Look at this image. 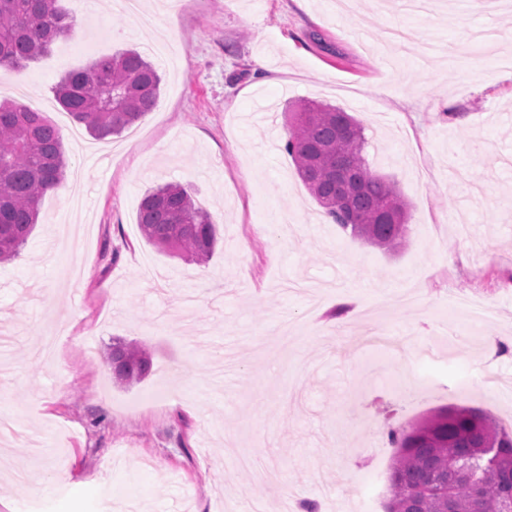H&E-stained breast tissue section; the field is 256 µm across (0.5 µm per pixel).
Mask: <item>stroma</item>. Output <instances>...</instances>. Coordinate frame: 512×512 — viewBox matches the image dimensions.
I'll use <instances>...</instances> for the list:
<instances>
[{"mask_svg": "<svg viewBox=\"0 0 512 512\" xmlns=\"http://www.w3.org/2000/svg\"><path fill=\"white\" fill-rule=\"evenodd\" d=\"M99 2L61 0L81 27L0 71L67 161L0 263V512H385L388 428L445 406L512 425V354L481 349L512 340V0H139L151 29ZM164 31L154 110L74 143L60 76ZM307 100L363 124L410 205L404 248L341 232L302 183L284 112ZM169 182L218 226L206 263L139 231ZM452 294L493 318L471 325ZM116 338L150 350L140 383L105 368Z\"/></svg>", "mask_w": 512, "mask_h": 512, "instance_id": "1", "label": "stroma"}]
</instances>
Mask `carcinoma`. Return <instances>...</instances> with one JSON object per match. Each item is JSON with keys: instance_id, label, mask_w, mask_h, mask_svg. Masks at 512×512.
I'll use <instances>...</instances> for the list:
<instances>
[{"instance_id": "1", "label": "carcinoma", "mask_w": 512, "mask_h": 512, "mask_svg": "<svg viewBox=\"0 0 512 512\" xmlns=\"http://www.w3.org/2000/svg\"><path fill=\"white\" fill-rule=\"evenodd\" d=\"M71 31L60 0H0V68L24 69ZM160 83L154 64L132 48L67 72L55 94L75 122L105 139L153 110ZM366 146L360 122L339 107L304 101L292 112L285 149L325 214L343 232L395 251L406 243L408 204L371 172ZM65 168L60 134L43 114L0 103V262L19 255ZM138 225L156 248L198 262L216 243L210 213L177 183L145 194ZM107 365L130 385L148 376L152 358L142 346L115 341ZM386 436L395 448L386 512H512V431L491 415L444 407Z\"/></svg>"}]
</instances>
